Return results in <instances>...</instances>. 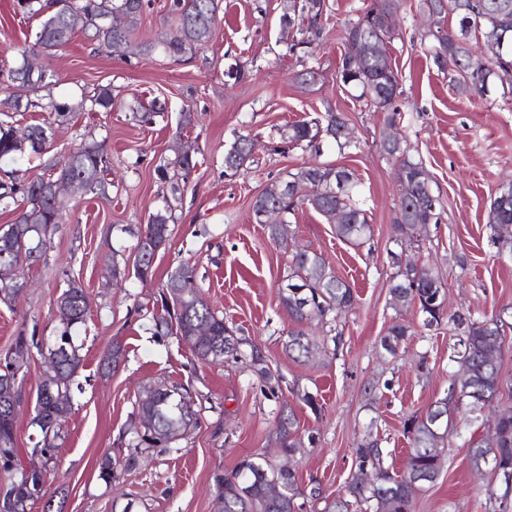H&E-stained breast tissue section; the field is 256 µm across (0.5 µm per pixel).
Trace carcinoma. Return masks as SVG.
<instances>
[{
	"label": "carcinoma",
	"instance_id": "cac0c4a2",
	"mask_svg": "<svg viewBox=\"0 0 512 512\" xmlns=\"http://www.w3.org/2000/svg\"><path fill=\"white\" fill-rule=\"evenodd\" d=\"M14 7L21 14L40 18L32 50L50 54L67 45L77 30L89 34V39L99 45L110 46L116 42L131 41L144 9V0H15ZM424 7L432 17L435 30L430 53L434 64L442 71L460 73L469 80L464 90L480 98L486 97L493 78L501 81L512 79V0H424ZM219 0H170L169 13L175 15L176 31L149 44L179 61L205 48L214 35ZM400 8V0H371L363 13L345 26L337 79L345 88L359 91L356 99L374 110L387 112L385 122L397 125L402 115L395 106L396 88L400 85L398 72L393 69L386 55L378 52L385 40L394 38L395 32L384 31L387 14ZM119 13L123 24L111 27L106 17ZM458 17V27L448 29V13ZM329 17L326 0H300L297 13H283L284 27L297 21L296 45L288 52L301 62L314 60V49L322 40ZM481 35L490 58L483 60L472 56L468 40L463 33ZM8 80L36 93L49 85V75L42 73L30 78L26 73V60L8 71ZM112 91L103 88L77 105L50 101L44 105L38 98H26L24 104L14 102L16 112H35L50 108V116L62 124L70 113L86 109L90 112L112 111ZM164 111L152 101L138 103L132 118L148 122ZM346 121L340 113L326 111L309 120L288 126V142L319 148L327 139L336 143L339 151L352 146L353 140L344 133ZM44 124L24 127L12 122H0V162L16 163L22 155H41L47 146L35 142L34 134ZM252 143L244 135L235 139L224 155L226 168L238 173L250 158ZM389 159L398 164L404 182L399 185L398 215L393 224L392 242L400 248L418 240L427 224H436L440 218L439 196L431 188L429 172L423 161L412 156L407 147L396 142L385 149ZM196 161L187 154L175 157L156 169L159 180L170 184L172 200L164 201L162 208L150 214L145 228L135 233L136 250H141L142 237L146 236L159 245L170 240V225L175 223L180 181L188 178ZM110 173V156L106 141L90 135L66 157L46 164V173L30 181H22L16 171H3L0 179V202L16 204L17 216L7 229L0 231V298L13 301L21 289L13 283L17 272L14 268L20 256L32 249L33 240L49 227H56L63 218V201L53 193V184L60 179L81 178L88 182L91 192L106 193ZM306 206L321 215L338 213L334 221L336 237L351 245L360 246L370 237L371 228L362 207L360 181L344 167L331 164H311L288 173L286 179L270 182L252 205L253 215L266 208L280 211L282 221ZM490 241L500 255L512 258V185L500 188L490 203L487 214ZM397 271L392 276L390 293L392 301L400 307L418 308L426 327L438 326L445 317V297L439 295L445 285L442 273L435 267L423 265L420 269L410 263L394 262ZM195 269L181 265L168 277L159 300L165 301L164 292L176 289L181 280H194ZM288 285L305 289L301 297L284 288L280 289L281 305L286 309L295 327L288 331L284 343L286 355L294 361L306 362L314 357L317 341L308 336L301 324L315 320L330 330L336 329L339 313L354 303L352 288L326 263L322 255L303 252L289 264ZM62 330L53 344L42 354L46 370L40 383L41 396L37 399L31 425L38 428L41 439L31 451L46 448L58 452L57 440L63 432L59 421L57 402L63 397L71 400L79 369L82 366L81 347L75 344V329L85 324L88 307L81 285L71 282L57 298ZM165 315L153 317L154 335L177 336L192 346L197 358L208 365H221L226 361H247L257 376L261 391L277 395L281 389V376L271 373L259 345L228 327L224 318L216 314L200 289L183 297L179 307L164 308ZM463 325L462 350L458 352L460 369L466 375L450 378L447 395L431 404L421 414L408 418L404 434L410 440L411 451L403 473L397 475L383 465V450L371 441L362 442L355 449L356 472L347 486L346 496L333 500L322 498L318 489L310 490L315 500H324L322 512H413L419 493L434 483L440 473L435 453L441 451L448 432L455 428V411L462 407L476 409L490 403L501 392L500 360L506 341V324L501 317L474 319L458 317ZM410 325L394 322L380 339V347L390 356L397 354L400 344L408 336ZM40 348L35 338L20 335L12 348V356L4 368L17 376L31 348ZM124 358L120 341L112 346L100 360V369L110 372L119 367ZM187 388L181 383L167 384L158 380L145 390V397L138 405L139 425L134 427L130 452L124 462L117 463L107 455L99 466V479L107 486L118 476V471H130L139 465L146 451L167 452L200 422L199 411L190 396H181ZM21 394L18 389L6 391L0 387V469L12 472L18 467L16 424ZM273 434L282 455L292 457L300 448L296 419L293 412L280 411L274 421ZM469 459L473 467L485 465V456L496 450L498 465L512 472V411L502 413L495 422L493 435L488 440L468 442ZM371 470L374 483L364 480L366 470ZM217 490L218 512H299L304 504V490L299 484L295 469L288 470L281 462L263 454L242 458L229 472L216 473L213 477ZM47 489L41 476L35 472L21 471L0 496V506L6 512H28L27 507L45 497Z\"/></svg>",
	"mask_w": 512,
	"mask_h": 512
}]
</instances>
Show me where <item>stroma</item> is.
I'll return each mask as SVG.
<instances>
[{
    "label": "stroma",
    "instance_id": "1",
    "mask_svg": "<svg viewBox=\"0 0 512 512\" xmlns=\"http://www.w3.org/2000/svg\"><path fill=\"white\" fill-rule=\"evenodd\" d=\"M330 2L331 35L316 49L317 75L310 84L299 80L302 65L287 53L289 34L280 24L286 0H220L213 39L189 59L173 61L140 49L173 29L167 0H149L132 46H100L79 30L66 46L41 56L54 99L77 103L105 87L114 99L111 111L72 113L54 126L47 156L17 164L20 179H36L48 159L67 155L89 133L106 140L112 157L109 197L65 192L63 223L48 233L41 257L24 269L28 288L17 301H0L2 360L17 336L52 340L59 327L56 299L69 280L80 282L87 296L89 313L78 339L80 388L65 417L59 463L46 475L55 512H214V473L269 452L275 417L284 408L293 411L302 442L293 460L299 482L323 495L306 499L304 512H321L324 498L345 493L363 440L378 441L385 466L403 471L410 448L405 421L444 398L449 374L459 369L457 317L512 318V260L498 258L486 224L491 199L512 183V85L495 84L482 100L461 92L457 74L438 70L428 53L422 0H403L396 35L386 45L403 89L399 129L411 154L423 160L442 203L440 223L428 225L408 249L411 257L438 265L446 278V316L441 325L424 328L414 308H394L389 294L399 183L381 147L385 115L356 101L336 79L344 28L370 0ZM38 27L37 19L15 11L14 0H0V68L14 65L18 48L34 43ZM238 62L246 63L247 74L236 81L227 71ZM138 96L159 99L164 112L148 123L133 121L130 107ZM330 108L342 113L357 148L341 152L326 142L314 152L281 143L278 127ZM186 110L194 113L195 125L181 135L177 126ZM242 134L255 149L233 176L225 171L224 154ZM179 141L191 148L196 166L170 241L154 260L152 281L104 277L107 262L133 263L135 229L169 192L156 169L172 158ZM313 161L346 167L360 180L372 227L363 245L339 241L333 224L309 208L296 212L281 243L256 224L252 202L267 183ZM299 249L321 253L355 296L335 333L309 325L320 349L305 364L283 350L294 323L279 303V285ZM182 263L195 268L197 287L225 323L259 344L268 365L282 375L279 397L263 394L242 364L207 365L175 338L153 336L152 318L161 312L158 293ZM396 320L410 323L411 334L391 357L379 340ZM115 340L125 346L126 357L105 377L99 362ZM42 373V357L31 353L18 380L21 449L40 438L30 421ZM501 376L504 386L493 405L474 414L456 411L439 477L417 496L414 512H496L488 491L500 482L489 471L472 469L464 440L489 436L495 412L512 408L510 351L502 358ZM157 379L189 387L200 424L176 451L151 454L136 470L122 473L115 488H106L98 478L100 461L128 454L142 389ZM374 385L379 392L373 399L368 392ZM307 392L320 413L303 402Z\"/></svg>",
    "mask_w": 512,
    "mask_h": 512
}]
</instances>
